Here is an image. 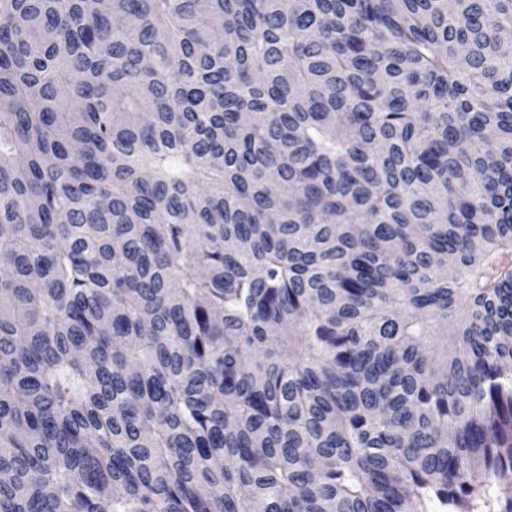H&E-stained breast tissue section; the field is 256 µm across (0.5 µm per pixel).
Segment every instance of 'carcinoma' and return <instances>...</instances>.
I'll use <instances>...</instances> for the list:
<instances>
[{
    "mask_svg": "<svg viewBox=\"0 0 512 512\" xmlns=\"http://www.w3.org/2000/svg\"><path fill=\"white\" fill-rule=\"evenodd\" d=\"M512 512V0H0V512Z\"/></svg>",
    "mask_w": 512,
    "mask_h": 512,
    "instance_id": "1",
    "label": "carcinoma"
}]
</instances>
